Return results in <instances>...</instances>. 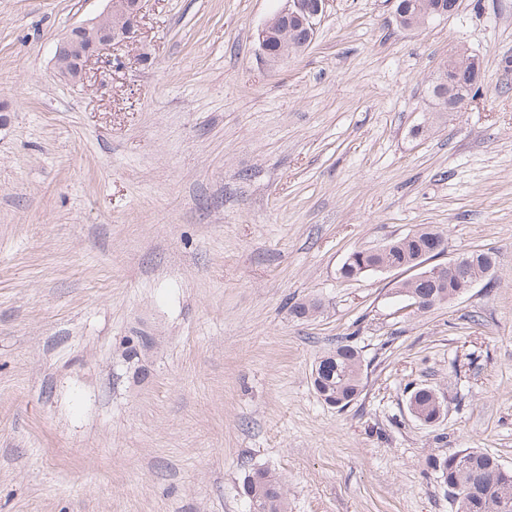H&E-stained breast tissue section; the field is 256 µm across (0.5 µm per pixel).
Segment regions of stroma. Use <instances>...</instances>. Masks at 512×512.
I'll use <instances>...</instances> for the list:
<instances>
[{"instance_id":"35a3bbf8","label":"stroma","mask_w":512,"mask_h":512,"mask_svg":"<svg viewBox=\"0 0 512 512\" xmlns=\"http://www.w3.org/2000/svg\"><path fill=\"white\" fill-rule=\"evenodd\" d=\"M283 4L146 0L140 46L76 85L56 47L105 0H0V512H251L258 467L288 512H452L428 454L512 469V0L420 31L329 0L273 62ZM460 45L481 86L448 116ZM421 224L494 251L495 286L415 314L402 272L340 278ZM342 342L363 389L338 409L311 370ZM436 389L432 386L426 385L415 389L409 396L408 407L413 403L417 412L426 420H433L438 414H443L441 409V402L437 403ZM283 479L266 468H257L245 476L242 491L251 503L255 501V512H288Z\"/></svg>"}]
</instances>
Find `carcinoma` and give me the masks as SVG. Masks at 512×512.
<instances>
[{
  "instance_id": "1",
  "label": "carcinoma",
  "mask_w": 512,
  "mask_h": 512,
  "mask_svg": "<svg viewBox=\"0 0 512 512\" xmlns=\"http://www.w3.org/2000/svg\"><path fill=\"white\" fill-rule=\"evenodd\" d=\"M457 0H397L396 15L407 22L419 21L425 17L441 18L455 13ZM310 44L308 33L297 24L288 28V39L275 38L271 43V54L280 58L284 53L298 51ZM481 70L452 67L446 74V90L454 98L466 90L478 89ZM447 236L436 229L422 227L386 244L383 250H359L347 257L339 269L343 279L354 280L371 272L384 270L407 272L421 263L435 257V251ZM496 257L490 252L471 251L448 277L435 280H418L415 276L397 282L396 294L402 298L416 294L430 297L435 305L449 303L465 294L472 283L485 278L488 270L494 269ZM318 374L312 380L317 394L330 401V405L344 408L352 403L361 392L363 364L358 349L350 344H338L324 353L317 361ZM408 402L414 404L417 412L426 420L434 419L443 412L437 403V392L426 385L415 389ZM468 465H455L457 452L431 453L426 459L427 468L439 475L445 493L461 488L466 490L476 483L477 476L497 472L495 480L483 490L467 493L460 498L449 497L455 512H503L501 505L512 506V470L497 471L499 461L474 448L463 450ZM285 482L276 473L266 468H257L245 476L242 491L245 497L255 501V512H288L284 492Z\"/></svg>"
}]
</instances>
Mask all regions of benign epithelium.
I'll return each instance as SVG.
<instances>
[{
  "instance_id": "obj_1",
  "label": "benign epithelium",
  "mask_w": 512,
  "mask_h": 512,
  "mask_svg": "<svg viewBox=\"0 0 512 512\" xmlns=\"http://www.w3.org/2000/svg\"><path fill=\"white\" fill-rule=\"evenodd\" d=\"M329 0H285L284 6L258 30L257 42L267 52L269 39L277 36L274 26L288 31V21L300 19L302 26L316 29ZM142 0H108L96 17L73 26L58 45L54 65L57 75L72 83H83L91 65L112 63V50L139 43Z\"/></svg>"
}]
</instances>
